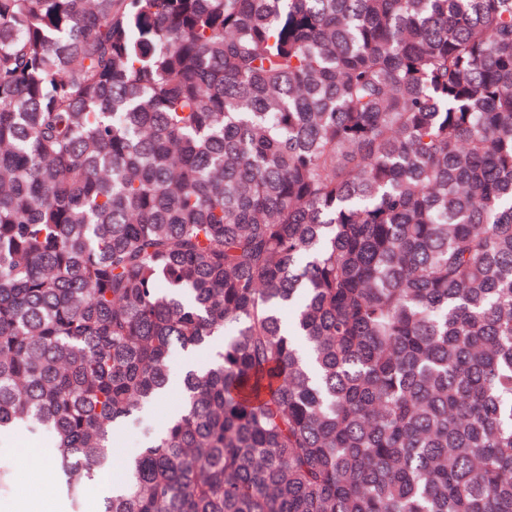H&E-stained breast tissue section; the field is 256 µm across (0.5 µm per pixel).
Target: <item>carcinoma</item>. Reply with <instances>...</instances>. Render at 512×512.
I'll return each mask as SVG.
<instances>
[{
	"label": "carcinoma",
	"mask_w": 512,
	"mask_h": 512,
	"mask_svg": "<svg viewBox=\"0 0 512 512\" xmlns=\"http://www.w3.org/2000/svg\"><path fill=\"white\" fill-rule=\"evenodd\" d=\"M10 434L70 512H512V0H0ZM183 360L184 355L177 356L169 371V393L162 401L154 405L149 412V419L157 426H163L173 412L177 410V402L183 385Z\"/></svg>",
	"instance_id": "carcinoma-1"
}]
</instances>
